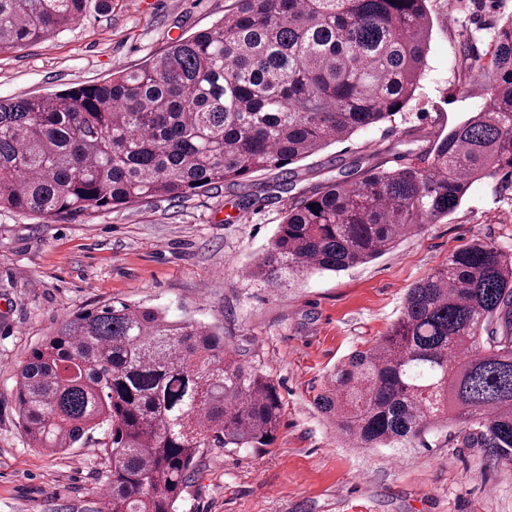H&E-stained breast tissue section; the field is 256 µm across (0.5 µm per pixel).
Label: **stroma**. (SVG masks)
I'll return each instance as SVG.
<instances>
[{
    "label": "stroma",
    "mask_w": 512,
    "mask_h": 512,
    "mask_svg": "<svg viewBox=\"0 0 512 512\" xmlns=\"http://www.w3.org/2000/svg\"><path fill=\"white\" fill-rule=\"evenodd\" d=\"M232 0H112L67 30L0 54V98L50 94L134 70L179 36L209 28ZM427 66L394 121L292 164L296 189L352 165L428 151L488 100L479 70L459 84L458 35L485 50L512 0H430ZM276 170L178 200L152 198L79 218L0 211V512H100L108 461L89 440L57 454L19 426L15 374L74 313L125 302L223 328L228 346L279 387L273 443L204 449L177 512H512V463L447 433L413 448H355L315 404L330 371L390 329L405 294L475 239L512 251V180L474 182L461 205L398 247L341 272L273 288L244 271L270 246L287 194ZM247 212V223L236 221Z\"/></svg>",
    "instance_id": "stroma-1"
}]
</instances>
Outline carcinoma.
<instances>
[{
  "instance_id": "carcinoma-1",
  "label": "carcinoma",
  "mask_w": 512,
  "mask_h": 512,
  "mask_svg": "<svg viewBox=\"0 0 512 512\" xmlns=\"http://www.w3.org/2000/svg\"><path fill=\"white\" fill-rule=\"evenodd\" d=\"M111 6L0 0V51ZM431 31L428 0H233L139 69L0 100V208L76 217L278 168L288 209L248 276L274 286L370 262L448 217L474 181L512 176L511 17L481 71L489 105L437 135L425 166L355 168L292 194L285 166L410 103ZM14 398L32 448L100 432L104 512H176L201 449L269 445L283 406L214 327L124 302L65 320L20 367ZM322 408L357 448L452 430L512 462V252L476 239L419 280L390 330L336 366Z\"/></svg>"
}]
</instances>
